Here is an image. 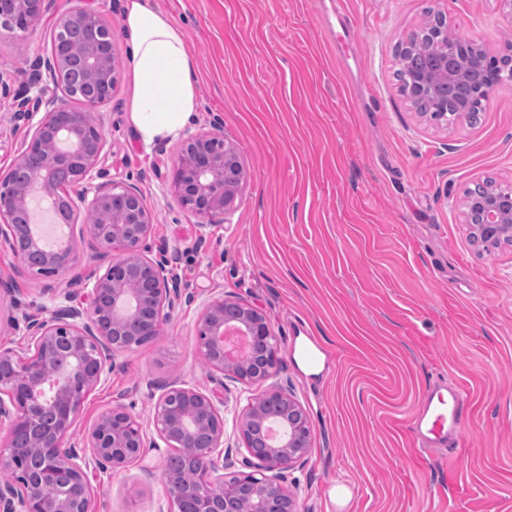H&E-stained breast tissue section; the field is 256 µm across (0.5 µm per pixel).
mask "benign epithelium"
Wrapping results in <instances>:
<instances>
[{
    "instance_id": "7a95c632",
    "label": "benign epithelium",
    "mask_w": 512,
    "mask_h": 512,
    "mask_svg": "<svg viewBox=\"0 0 512 512\" xmlns=\"http://www.w3.org/2000/svg\"><path fill=\"white\" fill-rule=\"evenodd\" d=\"M52 3L10 0L9 5L12 12L34 22ZM88 13L84 8L63 13L56 25L59 43L49 54L36 56L6 78L0 73V96H12L13 119L27 126L29 136L20 160L0 170V241L29 265L17 245L14 218L30 205V190L69 200V190L78 187L81 208L99 217L98 223L82 226L80 235L94 243V260L107 264L101 275L95 268L80 275L74 270L73 246L62 254H47L30 240L28 253L59 276L60 283L76 280L83 288L77 296L67 288H45L54 306L25 317L27 344L0 346V424H8L11 439L28 433L31 452L41 464L34 478L21 466L11 443L0 448V473L9 476L0 481V512H91L90 476L139 464L145 460V449L160 446L187 452L196 475L195 512H240L245 498L253 503L250 512H282L285 504L290 505L288 512H296L295 499L279 476L303 459L299 430L310 425L302 405L279 385H270L245 411L262 431L273 422L262 404L279 402L288 408L280 441L265 446L263 472L222 473L224 377L250 382L273 376L245 375L249 362L224 358V332L235 327L263 343L271 360L280 351L267 318L256 307L222 292L205 299L198 319V332L204 337L200 352L216 387L204 392L175 383L164 390L153 406L151 440L122 403L102 413L83 439L71 436L84 400L112 369L115 356L134 348L142 336L160 335L165 321L182 303L194 299L170 275L165 260L148 256L153 216L139 189L100 181L105 143L95 111L112 99L117 82L116 37L100 18L96 30L84 37L87 51L74 57L68 43L78 38ZM492 67L493 58L481 41L454 35L415 72L409 90L435 96L465 73L487 101L497 86L488 79ZM76 96L83 102L80 112L68 103ZM182 155L195 161L191 166L182 161L175 165L171 189L177 199L209 224L232 213L244 181L238 147L218 130L188 137ZM463 217L478 243L512 241L509 192L488 188L465 199ZM114 251L121 257L112 259ZM162 481L169 512H180L175 477L164 472ZM57 482L66 483L61 493L41 491L43 484ZM216 484L223 488L219 500L212 493Z\"/></svg>"
}]
</instances>
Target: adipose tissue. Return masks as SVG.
<instances>
[{
    "label": "adipose tissue",
    "instance_id": "adipose-tissue-1",
    "mask_svg": "<svg viewBox=\"0 0 512 512\" xmlns=\"http://www.w3.org/2000/svg\"><path fill=\"white\" fill-rule=\"evenodd\" d=\"M134 90L130 120L144 145L177 137L195 114L196 77L184 34L149 0H125Z\"/></svg>",
    "mask_w": 512,
    "mask_h": 512
}]
</instances>
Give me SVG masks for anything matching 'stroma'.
I'll return each mask as SVG.
<instances>
[{"instance_id": "stroma-1", "label": "stroma", "mask_w": 512, "mask_h": 512, "mask_svg": "<svg viewBox=\"0 0 512 512\" xmlns=\"http://www.w3.org/2000/svg\"><path fill=\"white\" fill-rule=\"evenodd\" d=\"M182 29L198 87L186 134L223 124L246 172L235 210L198 229L171 191L181 138L144 146L133 93L125 0H55L20 35L0 30V72L46 54L59 15L85 8L116 34L118 82L100 108L106 179L137 186L154 215L151 256L194 292L159 336L119 354L86 399L74 437L122 403L149 423L154 397L183 382L211 390L197 319L217 292L257 306L282 347L273 382L310 417V445L283 475L298 512H512V245L484 249L463 195L512 186V84L476 120L441 128L394 76L395 51L428 14L507 54L500 0H151ZM27 133L0 101V168ZM56 276L0 244V346L24 345L25 315ZM464 393L460 444L424 451L411 426L436 381ZM269 383L224 382V470L245 472L236 423ZM168 451L92 476L93 512H163Z\"/></svg>"}]
</instances>
